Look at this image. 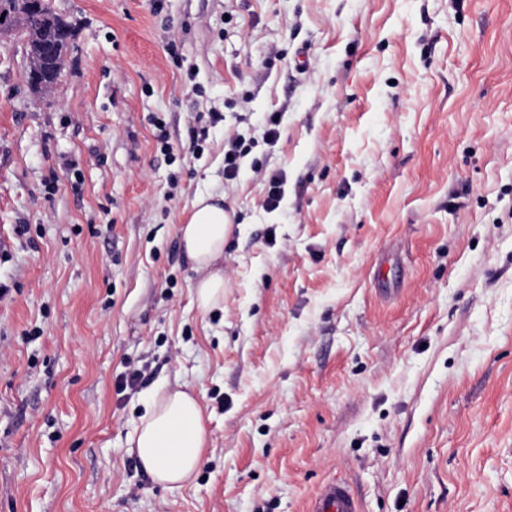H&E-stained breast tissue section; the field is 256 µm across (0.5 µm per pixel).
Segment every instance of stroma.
<instances>
[{
	"instance_id": "35a3bbf8",
	"label": "stroma",
	"mask_w": 512,
	"mask_h": 512,
	"mask_svg": "<svg viewBox=\"0 0 512 512\" xmlns=\"http://www.w3.org/2000/svg\"><path fill=\"white\" fill-rule=\"evenodd\" d=\"M51 3V94L0 42V512H512V0ZM165 381L209 435L174 489L129 448ZM223 201L211 195L198 197L187 224L178 229L181 247L197 274L192 295L203 312L224 302V271L217 264L224 260V246L234 224ZM309 512H358L355 498L345 484L328 482L310 502Z\"/></svg>"
}]
</instances>
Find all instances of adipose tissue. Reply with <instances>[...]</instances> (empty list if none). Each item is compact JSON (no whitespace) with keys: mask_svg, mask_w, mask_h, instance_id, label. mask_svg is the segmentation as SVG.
Listing matches in <instances>:
<instances>
[{"mask_svg":"<svg viewBox=\"0 0 512 512\" xmlns=\"http://www.w3.org/2000/svg\"><path fill=\"white\" fill-rule=\"evenodd\" d=\"M232 229L221 199L211 195L195 200L187 223L178 229L181 247L197 274L192 295L201 311L224 301V272L218 263ZM207 442L198 397L187 386L163 383L153 390L129 446L156 483L174 488L194 479Z\"/></svg>","mask_w":512,"mask_h":512,"instance_id":"obj_1","label":"adipose tissue"}]
</instances>
